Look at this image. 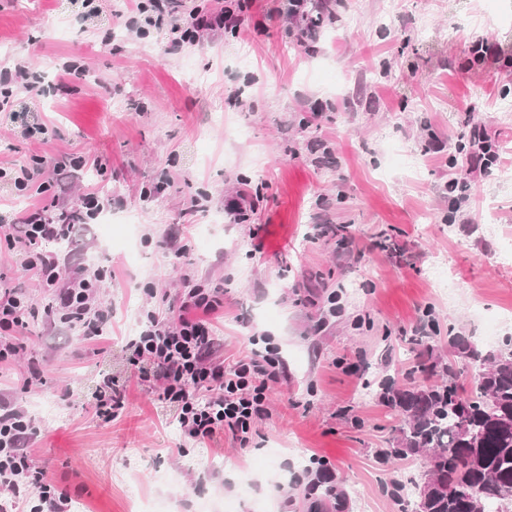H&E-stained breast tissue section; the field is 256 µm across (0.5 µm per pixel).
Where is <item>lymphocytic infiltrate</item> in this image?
<instances>
[{
	"label": "lymphocytic infiltrate",
	"mask_w": 512,
	"mask_h": 512,
	"mask_svg": "<svg viewBox=\"0 0 512 512\" xmlns=\"http://www.w3.org/2000/svg\"><path fill=\"white\" fill-rule=\"evenodd\" d=\"M247 23L232 9L199 13L190 30L167 47L179 51L194 44L198 30L239 32ZM60 232L44 208L26 212L17 223L0 225V241L9 249H22L25 263L53 292L45 318L88 336L102 333L105 323L97 305L96 281L102 270L66 274L58 254L48 244ZM222 301L214 290L192 287L179 296L174 307L177 322L149 317L139 336L128 343L134 360L156 365L164 380L166 400L178 403L180 421L188 435L202 442L216 433L230 434L247 446L254 424L268 413L266 391L285 374V364L274 351L253 352L230 368L212 364L214 348L212 314ZM37 430L10 406L0 407V487L29 503L30 512H61L66 495L49 483L42 470L32 466L29 445Z\"/></svg>",
	"instance_id": "lymphocytic-infiltrate-1"
}]
</instances>
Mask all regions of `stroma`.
I'll return each instance as SVG.
<instances>
[{
  "label": "stroma",
  "instance_id": "obj_1",
  "mask_svg": "<svg viewBox=\"0 0 512 512\" xmlns=\"http://www.w3.org/2000/svg\"><path fill=\"white\" fill-rule=\"evenodd\" d=\"M230 3L181 0L136 36L114 28L133 0H0V61L54 87L0 112V168L86 159L41 195L0 178V212L55 217L96 192L104 207L73 236L69 268L107 269L112 313L93 338L35 319L0 362V399L39 427L29 452L66 512H302L315 458L350 512H398L386 486L423 461L378 457L398 425L379 381L425 316L477 337L512 308L489 229L512 232V184L495 169L450 187L474 127L512 145V0H399L391 13L387 0H339L307 42L285 0H247L244 33L203 31L165 54L191 5ZM69 60L80 69L61 77ZM237 195L254 201L244 224L224 212ZM115 196L123 207H108ZM209 218V234L166 236ZM187 281L224 291L215 362L269 343L285 361L248 447L183 435L163 380L129 361L147 311L173 319L160 298ZM0 285L51 301L15 250L0 251ZM114 391L124 406L107 420L97 406Z\"/></svg>",
  "mask_w": 512,
  "mask_h": 512
}]
</instances>
